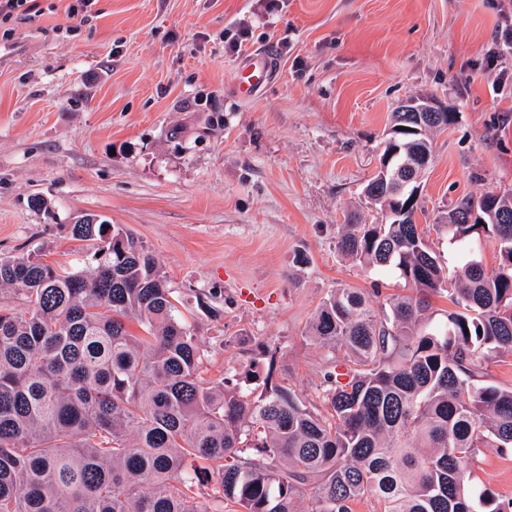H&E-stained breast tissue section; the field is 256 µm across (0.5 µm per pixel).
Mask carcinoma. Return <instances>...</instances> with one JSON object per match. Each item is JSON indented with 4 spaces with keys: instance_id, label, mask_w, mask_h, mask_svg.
<instances>
[{
    "instance_id": "1",
    "label": "carcinoma",
    "mask_w": 512,
    "mask_h": 512,
    "mask_svg": "<svg viewBox=\"0 0 512 512\" xmlns=\"http://www.w3.org/2000/svg\"><path fill=\"white\" fill-rule=\"evenodd\" d=\"M411 116L392 113L407 129L381 157L402 150L363 188L376 216L336 225L342 258L409 292L338 286L322 302L307 337L346 368L323 376L325 415L270 372L258 395L206 378L156 256L94 215L73 224L96 242L75 265L0 259V287L21 295L0 306V512H298L307 488L310 512H354L364 497L383 512H512L468 484L480 449L512 448V388L484 381L489 360L512 355V191L464 196L438 218L449 267L416 222L410 178L457 115ZM437 295L452 305L442 319Z\"/></svg>"
}]
</instances>
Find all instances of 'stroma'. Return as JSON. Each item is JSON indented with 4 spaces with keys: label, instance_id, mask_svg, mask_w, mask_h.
I'll return each instance as SVG.
<instances>
[{
    "label": "stroma",
    "instance_id": "1",
    "mask_svg": "<svg viewBox=\"0 0 512 512\" xmlns=\"http://www.w3.org/2000/svg\"><path fill=\"white\" fill-rule=\"evenodd\" d=\"M0 41V259L75 263L71 229L96 214L157 257L197 336L208 377L272 370L312 411L328 353L305 332L340 285L370 289L336 252L390 114L424 94L457 112L421 184L432 224L464 196L512 190V48L502 91L482 76L502 0H96L69 32L71 0H39ZM284 42L250 99L225 36ZM46 199L33 209L31 196ZM512 500V452L485 448L471 478Z\"/></svg>",
    "mask_w": 512,
    "mask_h": 512
}]
</instances>
